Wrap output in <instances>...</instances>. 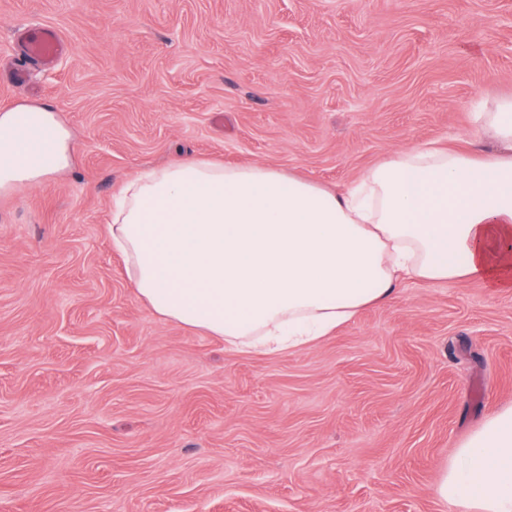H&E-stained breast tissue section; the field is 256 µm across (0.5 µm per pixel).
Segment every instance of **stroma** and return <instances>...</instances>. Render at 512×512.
Returning a JSON list of instances; mask_svg holds the SVG:
<instances>
[{
	"instance_id": "obj_1",
	"label": "stroma",
	"mask_w": 512,
	"mask_h": 512,
	"mask_svg": "<svg viewBox=\"0 0 512 512\" xmlns=\"http://www.w3.org/2000/svg\"><path fill=\"white\" fill-rule=\"evenodd\" d=\"M71 50L13 85L21 25ZM512 97V0H0V112L48 101L74 164L0 194V512H455L443 468L512 404V292L401 284L317 344L154 317L107 235L146 165L332 185L465 148Z\"/></svg>"
}]
</instances>
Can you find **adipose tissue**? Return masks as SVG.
I'll return each instance as SVG.
<instances>
[{
  "label": "adipose tissue",
  "instance_id": "adipose-tissue-1",
  "mask_svg": "<svg viewBox=\"0 0 512 512\" xmlns=\"http://www.w3.org/2000/svg\"><path fill=\"white\" fill-rule=\"evenodd\" d=\"M482 158L399 149L350 184L220 160H177L129 176L108 236L151 313L234 348L318 342L406 280L479 281L512 291V98L484 105ZM41 130L38 152L20 145ZM74 137L49 103L0 112V193L38 187L74 163ZM439 496L462 512H512V405L449 460Z\"/></svg>",
  "mask_w": 512,
  "mask_h": 512
}]
</instances>
